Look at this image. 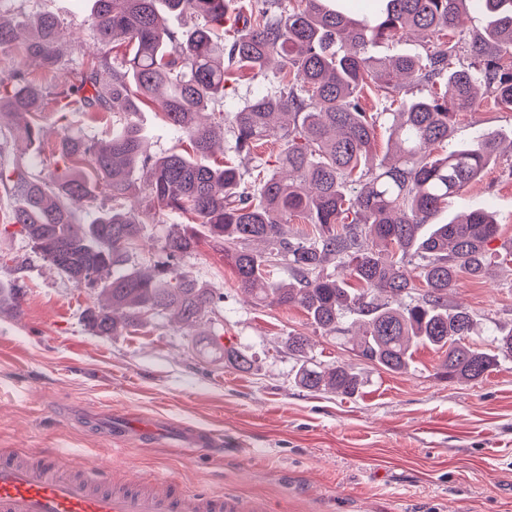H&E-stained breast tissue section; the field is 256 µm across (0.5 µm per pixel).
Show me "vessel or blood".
<instances>
[{
	"instance_id": "obj_1",
	"label": "vessel or blood",
	"mask_w": 512,
	"mask_h": 512,
	"mask_svg": "<svg viewBox=\"0 0 512 512\" xmlns=\"http://www.w3.org/2000/svg\"><path fill=\"white\" fill-rule=\"evenodd\" d=\"M96 466L83 474L65 472L58 450L40 452L37 461L0 454V512H270L261 499L227 497L208 487L182 490L175 478L144 484L131 477L116 489Z\"/></svg>"
}]
</instances>
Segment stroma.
I'll list each match as a JSON object with an SVG mask.
<instances>
[{
  "label": "stroma",
  "instance_id": "35a3bbf8",
  "mask_svg": "<svg viewBox=\"0 0 512 512\" xmlns=\"http://www.w3.org/2000/svg\"><path fill=\"white\" fill-rule=\"evenodd\" d=\"M91 0H0L6 20L45 10L61 21L67 56L94 49ZM44 146L29 147L14 129L17 153L42 175L55 172L50 145L62 132L104 136L83 112L39 113ZM488 131L512 137V110L493 97L460 113L452 139L469 143ZM14 200L0 189V284L20 288V308L0 305V451L60 448L74 469L107 468L112 479L134 471L142 479L176 477L186 489L205 484L239 498H263L273 512H512V357L483 379L441 378V351L418 349L404 373L361 360L350 344L315 331L294 307H263L241 293L224 256L200 240L180 266L211 288L216 305L195 325L156 316L138 330L98 335L84 318L103 304L33 255L18 226L2 223ZM487 208L512 241V152L502 151L482 177L449 201L442 224ZM27 257L24 267L13 259ZM449 305L473 315L470 341L512 327V265L490 264L480 279L461 276ZM294 333L310 336L316 361L356 373V395L312 393L300 387L288 350ZM252 360L242 370L225 356L203 353L202 335ZM126 426L103 434L99 407ZM222 434L224 444L186 459L170 452L176 429L141 444V429L165 421Z\"/></svg>",
  "mask_w": 512,
  "mask_h": 512
}]
</instances>
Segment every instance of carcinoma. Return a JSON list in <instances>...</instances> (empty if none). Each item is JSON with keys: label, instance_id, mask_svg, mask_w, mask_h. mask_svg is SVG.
Returning a JSON list of instances; mask_svg holds the SVG:
<instances>
[{"label": "carcinoma", "instance_id": "1", "mask_svg": "<svg viewBox=\"0 0 512 512\" xmlns=\"http://www.w3.org/2000/svg\"><path fill=\"white\" fill-rule=\"evenodd\" d=\"M474 9L487 24L468 34L462 22ZM166 12L199 23L179 34L164 24ZM89 26L107 50L81 58L76 82L52 98L28 70H0V118L23 123L31 144L43 133L33 117L50 104L86 112L112 132L96 139L63 133L53 152L63 161L60 173L45 177L18 157L0 164V187L18 201L8 222L20 226L33 252L75 286L105 296L84 313L99 335L135 330L150 315L204 317L214 304L210 288L179 268L203 235L255 302L303 310L312 326L352 341L359 356L387 371H406L420 346L444 353L446 379L475 381L496 366L497 355L465 342L474 321L463 307L448 310V290L463 275L487 272L498 223L488 209L446 224L433 218L500 154L495 133L467 145L451 133L453 119L486 95L512 108V0H374L363 15L344 0L290 7L262 0L249 15L233 0H92ZM23 27L0 18L1 55L18 52L46 74L69 65L53 13L39 14L24 41ZM411 35L424 55L369 53ZM274 60L279 90L259 87L224 113L226 84L245 73L256 80ZM412 85L427 93L404 96ZM371 86L400 98L396 111L384 113L394 153L383 159L374 151L376 118L361 104ZM155 105L185 148L147 153L134 115ZM221 129L238 157L278 144L276 167L268 159L243 172L229 157L203 163ZM100 187L112 205L78 222L77 206ZM136 200L180 220L163 239L165 260L146 271L132 265L144 235L138 210L127 205ZM293 217L309 228L288 230ZM487 341L512 357V328L489 330ZM310 346L307 336H288L298 384L356 394L357 376L313 361Z\"/></svg>", "mask_w": 512, "mask_h": 512}]
</instances>
